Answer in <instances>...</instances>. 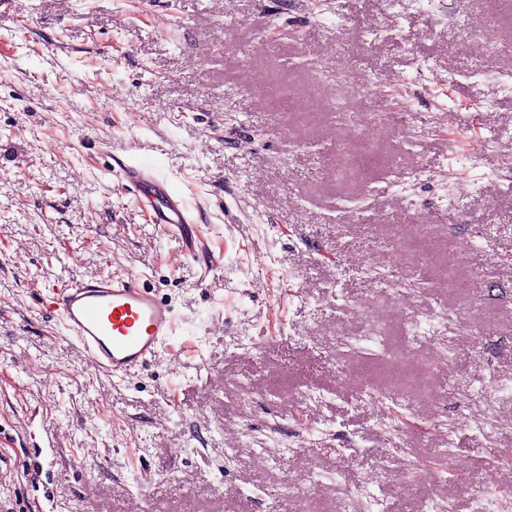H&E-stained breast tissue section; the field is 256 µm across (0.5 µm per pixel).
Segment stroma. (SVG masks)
<instances>
[{"label":"stroma","mask_w":512,"mask_h":512,"mask_svg":"<svg viewBox=\"0 0 512 512\" xmlns=\"http://www.w3.org/2000/svg\"><path fill=\"white\" fill-rule=\"evenodd\" d=\"M509 70L512 7L493 0H0V502L266 512L259 489L289 512H469L512 449V424L478 436L512 415L484 378H512V232L463 244L512 216ZM135 139L200 258L119 186ZM112 272L185 320L122 379L35 301ZM386 449L395 470L369 482ZM443 457L453 481L423 468Z\"/></svg>","instance_id":"1"}]
</instances>
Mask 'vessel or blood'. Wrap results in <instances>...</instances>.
Instances as JSON below:
<instances>
[{
  "label": "vessel or blood",
  "instance_id": "obj_1",
  "mask_svg": "<svg viewBox=\"0 0 512 512\" xmlns=\"http://www.w3.org/2000/svg\"><path fill=\"white\" fill-rule=\"evenodd\" d=\"M122 178L138 199L150 205L161 235L177 237L185 257L199 251L188 232L192 222L185 200L156 175L148 157L124 166ZM42 306L59 317L101 371L123 378L155 360L179 327L171 303L141 287L133 275L113 274L69 280L48 289Z\"/></svg>",
  "mask_w": 512,
  "mask_h": 512
}]
</instances>
